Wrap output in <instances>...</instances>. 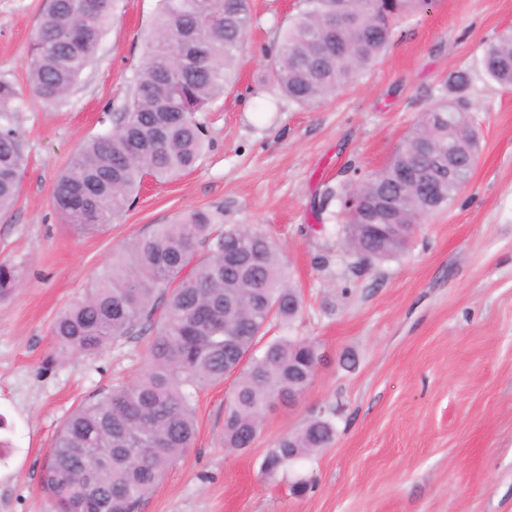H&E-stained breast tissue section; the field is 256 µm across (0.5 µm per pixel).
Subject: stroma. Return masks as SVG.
Returning <instances> with one entry per match:
<instances>
[{"mask_svg": "<svg viewBox=\"0 0 512 512\" xmlns=\"http://www.w3.org/2000/svg\"><path fill=\"white\" fill-rule=\"evenodd\" d=\"M44 0H0V76L27 91L28 47ZM238 81L211 106L209 147L191 171L143 185L119 218L87 233L53 206L58 174L106 133L143 60L158 0H119L96 61L66 103L16 114L24 177L0 214V262L22 279L0 301V512H51L41 488L53 436L93 392L136 377L146 337L50 364L51 323L139 235L197 210L276 242L302 307L269 336L324 355L293 405L271 411L248 449L220 436L233 379L202 389L197 437L140 512H512V88L488 79L483 47L512 31V0H431L403 18L381 60L311 108L274 97L264 66L300 0H251ZM468 70L481 133L470 182L396 257L356 266L328 190L379 171L449 74ZM333 443L269 476L262 462L320 411ZM305 492H293L297 480Z\"/></svg>", "mask_w": 512, "mask_h": 512, "instance_id": "obj_1", "label": "stroma"}]
</instances>
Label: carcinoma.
<instances>
[{
    "instance_id": "carcinoma-1",
    "label": "carcinoma",
    "mask_w": 512,
    "mask_h": 512,
    "mask_svg": "<svg viewBox=\"0 0 512 512\" xmlns=\"http://www.w3.org/2000/svg\"><path fill=\"white\" fill-rule=\"evenodd\" d=\"M117 0H45L29 46L28 90L45 106L66 102L96 59ZM282 29L268 63L266 87L312 107L353 84L387 49L394 23L429 0H303ZM250 0H159L146 38L143 65L112 128L86 142L52 185L64 222L91 232L123 214L147 179L162 182L195 167L207 143L201 114L234 82L238 53L250 28ZM488 77L512 88V34L486 45ZM469 74L448 77L445 95L419 116L392 160L341 197L343 242L362 238L358 264L400 254L413 231L445 210L472 175L477 130L466 92ZM21 103L16 84L0 77V212L17 201L23 177V141L13 122ZM430 138L450 151L433 164L418 149ZM417 166L441 184L438 200L400 185L398 173ZM357 198L349 206L346 200ZM396 199L389 207L390 199ZM368 224H403L399 235L374 236ZM20 281L0 263V299ZM142 371L131 382L99 392L79 405L57 431L44 465L42 488L52 512H84L87 497L105 512H138L143 497L196 436L194 398L202 387L237 375L224 406L222 442L248 448L260 436L264 414L297 401L314 379L317 344L294 336L265 340L277 322H292L301 296L288 284L276 244L249 225L215 226L214 216L191 212L135 239L85 297L51 324L49 362L94 355L112 343L154 328ZM329 417L310 418L282 437L266 456L267 474L328 447ZM82 448L112 449V469L90 473Z\"/></svg>"
}]
</instances>
